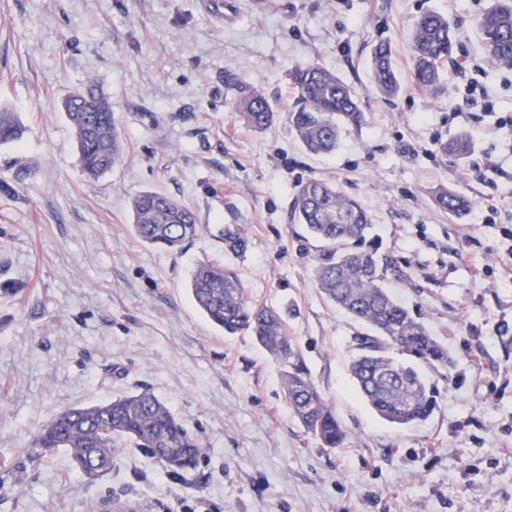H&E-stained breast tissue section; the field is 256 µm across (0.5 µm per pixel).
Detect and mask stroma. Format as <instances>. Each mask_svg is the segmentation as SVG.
Wrapping results in <instances>:
<instances>
[{
    "instance_id": "1",
    "label": "stroma",
    "mask_w": 512,
    "mask_h": 512,
    "mask_svg": "<svg viewBox=\"0 0 512 512\" xmlns=\"http://www.w3.org/2000/svg\"><path fill=\"white\" fill-rule=\"evenodd\" d=\"M0 0V110L20 141L0 144V512H91L107 497L139 512H512V70L486 61L476 19L489 0ZM447 14L458 48L432 98L410 80L424 11ZM386 42L402 81L375 89ZM478 58L487 108L467 106L457 64ZM318 63L357 92L366 123L336 153L307 155L288 127V72ZM93 82L112 102L123 150L112 170H81L62 96ZM279 112L246 128L239 83ZM473 136L472 170L436 143ZM335 183L369 211L398 269L387 286L448 348L427 370L431 420L376 417L349 364L363 327L313 280L317 241L289 216L298 185ZM447 188L464 215L433 201ZM162 192L204 229L181 253L144 243L130 203ZM497 212H489V204ZM219 224L242 225L245 255ZM220 261L245 293L288 311L295 340L346 440L327 449L284 400L279 368L250 337H225L188 291ZM150 389L204 444L182 477L128 448L89 481L59 448L30 466L35 431L63 411ZM372 79L375 89L385 98L400 94L402 84L392 63L391 49L386 43H378L372 52Z\"/></svg>"
}]
</instances>
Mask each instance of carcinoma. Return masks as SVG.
<instances>
[{
  "label": "carcinoma",
  "mask_w": 512,
  "mask_h": 512,
  "mask_svg": "<svg viewBox=\"0 0 512 512\" xmlns=\"http://www.w3.org/2000/svg\"><path fill=\"white\" fill-rule=\"evenodd\" d=\"M485 54L499 67L512 68V0H491L477 19ZM456 49L454 24L434 10L416 20L411 40L412 77L424 93L437 95L444 81V65ZM375 89L386 98L400 94L402 84L392 63L391 49L377 44L371 59ZM288 79L296 99L288 124L311 154L336 149L343 133L364 122L354 89L332 70L309 64L293 68ZM62 107L74 131L79 162L85 175L97 178L118 161L122 143L112 118V103L93 84L64 96ZM238 118L261 132L278 113L260 88L242 84L235 99ZM21 138L14 115L0 112V143ZM440 152L457 160L469 157L472 142L459 134L438 144ZM436 206L460 214L471 201L455 191L435 195ZM136 235L150 245L182 251L202 230L193 210L178 199L147 191L131 203ZM292 220L323 243L313 258V272L321 293L337 308L363 324L369 333L356 337L358 354L352 360L353 382L383 421L406 428L431 419L437 408L434 386L420 366L446 369L448 347L428 331L410 310L385 287L394 261L380 252L379 239L369 236V213L336 184L309 179L298 186ZM224 251L236 255L248 249V237L239 224L219 228ZM190 291L207 320L226 336L245 335L261 347L281 369L282 390L288 405L307 433L325 448H339L346 433L318 387L292 337L286 314L249 298L234 271L222 263L202 262L195 268ZM128 446L181 475L194 470L203 454V442L149 390L121 396L89 407L70 408L40 428L33 447L43 452L70 451L75 468L83 470L92 458L112 470L115 449Z\"/></svg>",
  "instance_id": "cac0c4a2"
}]
</instances>
